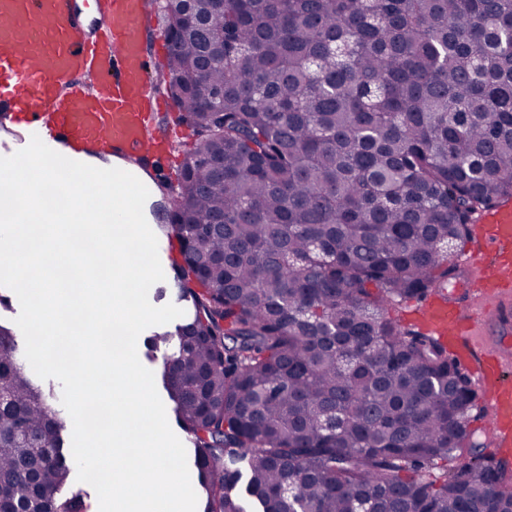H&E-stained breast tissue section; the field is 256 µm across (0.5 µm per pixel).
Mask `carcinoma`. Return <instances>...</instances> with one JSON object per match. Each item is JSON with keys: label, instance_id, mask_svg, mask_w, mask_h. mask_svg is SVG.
<instances>
[{"label": "carcinoma", "instance_id": "obj_1", "mask_svg": "<svg viewBox=\"0 0 512 512\" xmlns=\"http://www.w3.org/2000/svg\"><path fill=\"white\" fill-rule=\"evenodd\" d=\"M185 112L162 387L203 512H512L478 389L402 324L512 199V0H162ZM0 512H87L0 325Z\"/></svg>", "mask_w": 512, "mask_h": 512}]
</instances>
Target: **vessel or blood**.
Here are the masks:
<instances>
[{"instance_id": "b4317fda", "label": "vessel or blood", "mask_w": 512, "mask_h": 512, "mask_svg": "<svg viewBox=\"0 0 512 512\" xmlns=\"http://www.w3.org/2000/svg\"><path fill=\"white\" fill-rule=\"evenodd\" d=\"M146 0H0V156L31 136L72 155L103 156L147 188L170 178V145L184 137L168 123L170 99L151 88L161 50L144 26ZM485 249L471 254L470 302L438 297L418 313L451 343L467 342L477 325L500 317L512 301V204L481 213ZM491 413V440L512 446V346L462 355Z\"/></svg>"}]
</instances>
